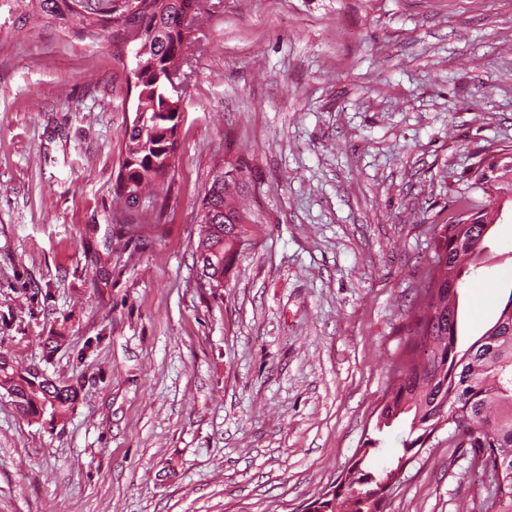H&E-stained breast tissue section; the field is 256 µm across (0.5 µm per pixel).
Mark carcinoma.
I'll list each match as a JSON object with an SVG mask.
<instances>
[{
  "mask_svg": "<svg viewBox=\"0 0 512 512\" xmlns=\"http://www.w3.org/2000/svg\"><path fill=\"white\" fill-rule=\"evenodd\" d=\"M80 6L81 0H0V13L14 24L125 44L117 60L138 72L135 111L141 122L126 129L116 194L132 207L138 193L165 181L172 167L182 113V91L175 83L184 81L185 52L203 0H128L121 9L87 13ZM233 172L241 174L243 168L216 164L198 203L202 231L194 256L201 268H209V288L224 287L217 277L231 271L248 233L247 218L234 204L239 180L230 177ZM502 194L512 195V152L494 156L489 175L474 173L469 191L449 205L448 220L434 228L429 270L374 426L381 433L397 420L406 421L400 454L388 467L369 468L367 460L380 440L367 437L360 457L333 490L307 504L305 512H385L389 488L445 427L463 436L483 466L497 474L498 493L512 498V294L494 325L467 348H458L461 275L475 265L493 224L492 205ZM0 389L24 415L48 413L54 420L65 418L78 399L76 388L51 385L38 369H18L2 353Z\"/></svg>",
  "mask_w": 512,
  "mask_h": 512,
  "instance_id": "1",
  "label": "carcinoma"
}]
</instances>
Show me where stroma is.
Returning <instances> with one entry per match:
<instances>
[{"mask_svg": "<svg viewBox=\"0 0 512 512\" xmlns=\"http://www.w3.org/2000/svg\"><path fill=\"white\" fill-rule=\"evenodd\" d=\"M186 55L143 224L115 194L136 94L111 45L0 30V352L79 392L54 420L0 389V512H304L375 433L435 225L512 149V0H204ZM221 159L255 222L214 295L194 248ZM501 207L465 346L512 295ZM386 512L512 503L444 428Z\"/></svg>", "mask_w": 512, "mask_h": 512, "instance_id": "obj_1", "label": "stroma"}]
</instances>
